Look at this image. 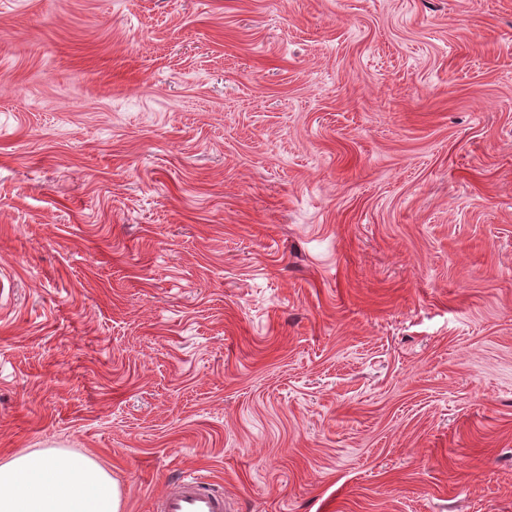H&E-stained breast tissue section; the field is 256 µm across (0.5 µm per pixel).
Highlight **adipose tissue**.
I'll return each mask as SVG.
<instances>
[{
  "label": "adipose tissue",
  "instance_id": "ef3b65f1",
  "mask_svg": "<svg viewBox=\"0 0 512 512\" xmlns=\"http://www.w3.org/2000/svg\"><path fill=\"white\" fill-rule=\"evenodd\" d=\"M0 512H122L120 484L93 458L23 450L0 460Z\"/></svg>",
  "mask_w": 512,
  "mask_h": 512
}]
</instances>
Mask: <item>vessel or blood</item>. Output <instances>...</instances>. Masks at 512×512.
Segmentation results:
<instances>
[{"instance_id": "b4317fda", "label": "vessel or blood", "mask_w": 512, "mask_h": 512, "mask_svg": "<svg viewBox=\"0 0 512 512\" xmlns=\"http://www.w3.org/2000/svg\"><path fill=\"white\" fill-rule=\"evenodd\" d=\"M155 512H229V505L213 483L185 472L157 499Z\"/></svg>"}]
</instances>
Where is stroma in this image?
<instances>
[{"label":"stroma","mask_w":512,"mask_h":512,"mask_svg":"<svg viewBox=\"0 0 512 512\" xmlns=\"http://www.w3.org/2000/svg\"><path fill=\"white\" fill-rule=\"evenodd\" d=\"M122 512H512V0H0V459ZM120 484L84 455L20 451L0 460V512H121ZM156 512H228L224 492L210 481L192 473H182L172 488L157 499Z\"/></svg>","instance_id":"stroma-1"}]
</instances>
